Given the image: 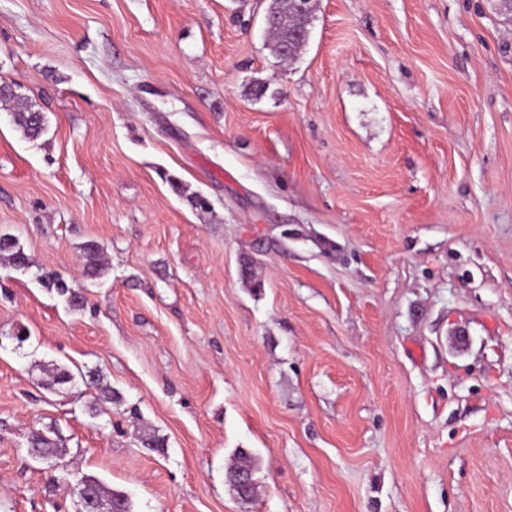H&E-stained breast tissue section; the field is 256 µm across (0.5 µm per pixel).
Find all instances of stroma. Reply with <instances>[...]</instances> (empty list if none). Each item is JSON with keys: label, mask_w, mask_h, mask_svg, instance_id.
Wrapping results in <instances>:
<instances>
[{"label": "stroma", "mask_w": 512, "mask_h": 512, "mask_svg": "<svg viewBox=\"0 0 512 512\" xmlns=\"http://www.w3.org/2000/svg\"><path fill=\"white\" fill-rule=\"evenodd\" d=\"M495 3L317 0L282 63L268 0H0V78L47 118L33 141L0 110V235L30 262L0 264V512H79L69 475L132 512H512ZM58 368L117 403L45 389ZM268 7L265 11L264 21L266 23L267 29L270 31L268 32L270 39V51L277 59L282 62L288 59H294L302 47L307 44V42H302L293 38L292 32L295 28V25L294 23L290 22V16L285 17V15L281 14L279 19L275 21H269L267 18ZM285 44H288V56L282 54L281 51V47ZM103 248L96 241H87L83 246V268L86 275L94 277L100 273L103 267ZM238 471H248L251 473L252 485L249 488L242 487L235 479ZM253 459L251 454L244 450L239 449L238 462L227 469L226 482L230 488L236 493L237 497L243 501L248 502L252 499L255 490V483L253 478Z\"/></svg>", "instance_id": "obj_1"}]
</instances>
